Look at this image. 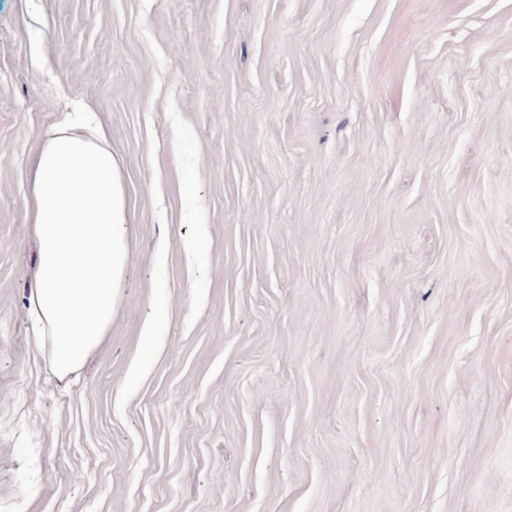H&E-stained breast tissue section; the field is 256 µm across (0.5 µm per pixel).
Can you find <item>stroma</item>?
<instances>
[{"label":"stroma","instance_id":"stroma-1","mask_svg":"<svg viewBox=\"0 0 512 512\" xmlns=\"http://www.w3.org/2000/svg\"><path fill=\"white\" fill-rule=\"evenodd\" d=\"M78 104L128 253L61 379ZM0 512H512V0H0ZM61 125L44 140L28 176L31 233L40 247L29 295L51 336L58 377L78 371L112 321L126 264L124 189L112 153Z\"/></svg>","mask_w":512,"mask_h":512}]
</instances>
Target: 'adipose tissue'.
<instances>
[{"mask_svg": "<svg viewBox=\"0 0 512 512\" xmlns=\"http://www.w3.org/2000/svg\"><path fill=\"white\" fill-rule=\"evenodd\" d=\"M28 190L40 247L29 304L63 378L82 367L112 321L126 264L124 189L111 152L66 123L33 159Z\"/></svg>", "mask_w": 512, "mask_h": 512, "instance_id": "ef3b65f1", "label": "adipose tissue"}]
</instances>
